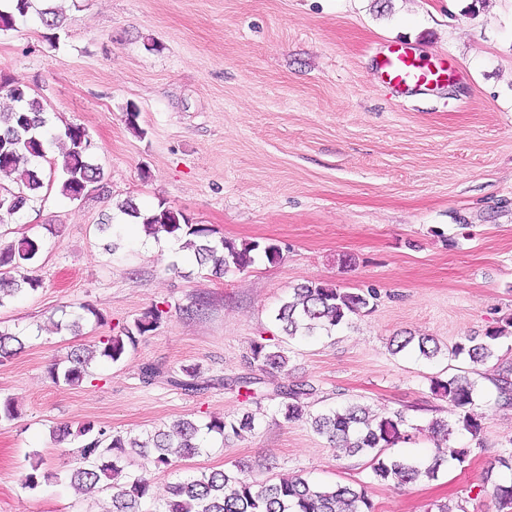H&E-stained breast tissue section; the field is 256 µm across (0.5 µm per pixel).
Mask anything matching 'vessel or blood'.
I'll list each match as a JSON object with an SVG mask.
<instances>
[{
	"mask_svg": "<svg viewBox=\"0 0 512 512\" xmlns=\"http://www.w3.org/2000/svg\"><path fill=\"white\" fill-rule=\"evenodd\" d=\"M372 67L380 81L397 97L429 89L450 76L448 68L430 64L421 51L408 42L393 43L387 51L376 53Z\"/></svg>",
	"mask_w": 512,
	"mask_h": 512,
	"instance_id": "1",
	"label": "vessel or blood"
}]
</instances>
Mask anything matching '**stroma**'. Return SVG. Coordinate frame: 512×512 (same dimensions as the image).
Segmentation results:
<instances>
[{
    "label": "stroma",
    "instance_id": "35a3bbf8",
    "mask_svg": "<svg viewBox=\"0 0 512 512\" xmlns=\"http://www.w3.org/2000/svg\"><path fill=\"white\" fill-rule=\"evenodd\" d=\"M67 20L49 34L37 14L0 31V76L26 83L56 127L77 123L94 144L102 189L71 202L58 190L0 223V242L26 235L41 250L29 273L41 288L0 307V328L23 349L0 364V398L19 416L0 422V512H109L112 493L84 494L66 476L82 438L53 428L92 423L114 435L168 429L182 418L249 412L255 429L211 435L174 473L241 466L266 480L303 475L364 489L375 512H496L493 483L512 454V409L493 380L512 362V338L483 364L450 355L512 316V0H60ZM407 41L456 64L434 92L396 101L371 56ZM140 112L138 129L125 122ZM165 204L215 237L271 240L280 257L216 275L179 247L149 252L109 225L118 202ZM374 289L365 313L332 335L289 340L274 313L304 283ZM166 310L120 362L99 361L78 385L49 371L73 352ZM428 336L426 360L392 353L394 336ZM288 350V372L260 373L250 345ZM162 372L152 384L142 366ZM213 385L168 382L184 366ZM474 381L482 433L456 432L464 463L400 486L373 479L369 460L285 421L274 385L304 381L310 412L357 400L406 417L395 453L432 457V419L458 409L432 378ZM259 377L253 397L232 386ZM52 475L36 492L19 478L32 459Z\"/></svg>",
    "mask_w": 512,
    "mask_h": 512
}]
</instances>
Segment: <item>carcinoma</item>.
<instances>
[{
  "mask_svg": "<svg viewBox=\"0 0 512 512\" xmlns=\"http://www.w3.org/2000/svg\"><path fill=\"white\" fill-rule=\"evenodd\" d=\"M43 7H35L34 0H3L0 4V31L16 27L17 20L27 17L34 10L41 23L50 30L59 29L66 17L56 0H42ZM0 93L5 94L14 106L0 111V175L10 179L12 186L0 183V223L6 216H14L25 207L42 198L43 189L58 185L60 194L71 200L79 199L83 186L98 184L104 172L92 162L93 144L86 129L78 124H68L60 134L66 142L62 163L49 166L44 174L41 161L47 160L50 141L42 134L47 124L42 102L33 96L29 87L11 77H0ZM120 212L148 234L165 233L174 238H186L185 247L194 250L197 260L211 261L214 268L227 271L234 268L244 271L255 263L258 255L271 262L280 258V248L274 243L246 242L237 244L228 239L216 240L213 230L205 224H193L181 212L163 203L147 212L127 202ZM40 251L38 241L23 236L15 241L0 243V307L7 299L22 291H35L41 280L24 273L25 266ZM375 294L347 291L328 284H301L293 288L288 301L279 308L275 320L281 331L290 339L311 337L320 332L331 334L336 328L349 323L354 315L367 308ZM166 318V311L154 306L133 323L123 326L116 334L99 342L92 350L74 353L69 366L51 368L54 381L79 384L88 376V365L95 356L113 363L123 359L138 338L156 330ZM512 334V317L505 324L485 332L477 339L467 336L451 349V356L465 355L470 362L479 364L494 356L499 340ZM19 337L0 331V364L10 361L16 354L14 344ZM417 344L419 354L433 359L441 352L438 344H430L425 336L393 337L390 350L397 354L412 344ZM251 359L263 371H284L288 356L281 348L255 342L250 347ZM182 377L172 383L190 391L208 386L195 367L181 369ZM496 401L502 408L512 409V377L502 375L494 380ZM315 391L308 383L277 385L272 393L286 400L284 418L287 421L306 418L314 431L326 437L334 446L343 448L350 456L370 458L373 478L378 482L393 481L399 485L412 484L438 477L440 467L448 461L462 463L471 449L451 445L435 448L430 464L411 458L387 453V449L405 440V418L396 412L391 416L375 417L368 408L350 403L316 414L308 411L305 399ZM431 391L448 398L461 409L455 422L434 419L429 429L445 437L456 431H466L472 437L481 432L480 420L470 411L474 405L475 385L466 378L452 376L434 380ZM254 429V418L240 420L209 417L199 424L184 418L172 430H158L148 440L121 435L108 436L99 430L97 436L78 449V462L68 472L70 483L85 491L104 487L113 489L112 512H374L372 502L362 491L350 485H322L300 475L282 478L269 483L253 479L242 473L226 470H199L185 473L169 485L168 496L154 499L152 478L148 473L136 475L124 472L126 461L132 454L150 455L155 470L166 472L175 460L191 458L202 453L200 438L203 433L222 437ZM41 461L35 460L21 476V487L35 490L49 475L40 471ZM493 496L497 512H512V477L495 483Z\"/></svg>",
  "mask_w": 512,
  "mask_h": 512,
  "instance_id": "carcinoma-1",
  "label": "carcinoma"
}]
</instances>
